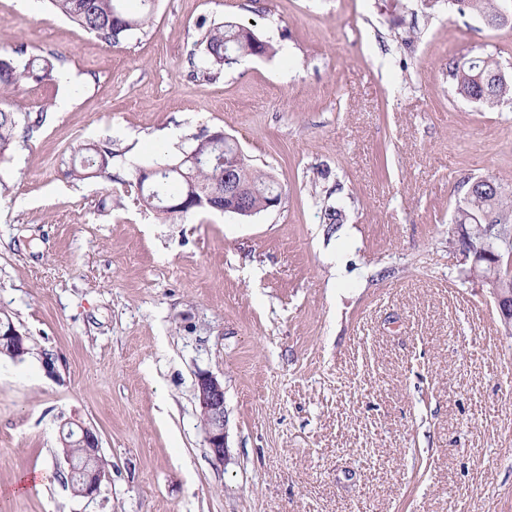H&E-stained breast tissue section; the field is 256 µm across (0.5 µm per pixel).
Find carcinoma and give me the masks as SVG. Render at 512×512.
<instances>
[{
	"label": "carcinoma",
	"mask_w": 512,
	"mask_h": 512,
	"mask_svg": "<svg viewBox=\"0 0 512 512\" xmlns=\"http://www.w3.org/2000/svg\"><path fill=\"white\" fill-rule=\"evenodd\" d=\"M53 9L93 34L109 47H116L129 32L149 26L155 0H141L142 12L133 16L125 11L122 0H48ZM458 12L466 11L480 16L488 25L502 27L509 23L500 0H448ZM253 31L232 22L210 27L202 45L203 73L215 78L224 67L236 64L256 53L270 54L269 43L252 41ZM60 55H35L21 63L13 54L0 52V164L9 161L14 151L27 142L31 131L41 122L42 113L24 112L13 96L27 84L54 82L59 78L56 61ZM457 96L481 105L493 106L505 99L512 100V75L507 74L498 61L490 56L473 57L462 65H448ZM80 161L72 163L66 176L82 181L101 177L112 181V147L89 143L78 148ZM236 157V147L220 149L211 135L197 139L192 150L176 159H160L148 166L131 170L130 176L140 192V202L166 222L189 214L186 209L171 208L168 202L182 199L189 193L203 201L201 210L224 211V159ZM238 177L250 190L252 208L261 212L269 209V192L279 183L268 174L254 170L246 157H241ZM512 211L501 184L490 177L469 182L465 195L455 202L454 223L469 225L468 237L478 242L485 238L487 229H512L508 212Z\"/></svg>",
	"instance_id": "carcinoma-1"
}]
</instances>
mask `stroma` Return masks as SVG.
Masks as SVG:
<instances>
[{
	"instance_id": "35a3bbf8",
	"label": "stroma",
	"mask_w": 512,
	"mask_h": 512,
	"mask_svg": "<svg viewBox=\"0 0 512 512\" xmlns=\"http://www.w3.org/2000/svg\"><path fill=\"white\" fill-rule=\"evenodd\" d=\"M224 21L275 52L210 80L190 54ZM18 46L63 78L18 95L43 120L0 167V312L36 349L0 359V512H512V334L448 241L466 179L512 193V102L456 97L448 65L512 74V28L446 0H156L109 48L0 0ZM215 130L279 206L161 222L132 168ZM93 142L115 182L65 177ZM202 372L224 385L220 462ZM67 419L109 462L96 498L71 489Z\"/></svg>"
}]
</instances>
